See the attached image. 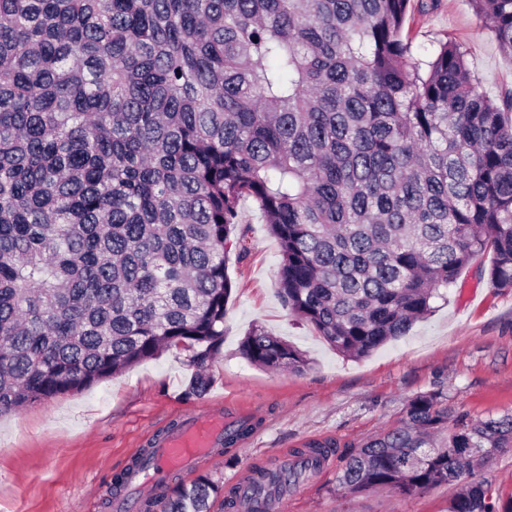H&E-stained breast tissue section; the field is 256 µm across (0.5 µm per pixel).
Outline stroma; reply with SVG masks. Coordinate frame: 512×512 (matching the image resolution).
I'll return each mask as SVG.
<instances>
[{"label":"stroma","instance_id":"stroma-1","mask_svg":"<svg viewBox=\"0 0 512 512\" xmlns=\"http://www.w3.org/2000/svg\"><path fill=\"white\" fill-rule=\"evenodd\" d=\"M404 33L420 58L431 57L440 42H462L487 95L512 88V58L500 52L470 0H430L423 9L413 2ZM241 212L227 261L234 288L225 306L224 346L208 367L207 392L189 395L195 368L186 351L174 348L89 389L1 417L0 512H110L105 501L112 478L145 440L186 410L215 404L258 427L183 474V482L203 473L224 487L256 461L272 464L284 451L331 440L339 444L336 454L288 491L277 512H448L455 486L406 497L385 489L346 494L337 475L344 457L396 424L416 394L442 391L454 417L468 422L512 413V289L490 288L479 275L490 258L479 257L436 300L432 315L397 341L351 360L283 305L278 242L252 201H244ZM254 326L291 341L310 367L291 373L250 364L239 344Z\"/></svg>","mask_w":512,"mask_h":512}]
</instances>
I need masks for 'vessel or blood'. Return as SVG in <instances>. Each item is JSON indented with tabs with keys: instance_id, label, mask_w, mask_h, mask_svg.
Instances as JSON below:
<instances>
[{
	"instance_id": "obj_1",
	"label": "vessel or blood",
	"mask_w": 512,
	"mask_h": 512,
	"mask_svg": "<svg viewBox=\"0 0 512 512\" xmlns=\"http://www.w3.org/2000/svg\"><path fill=\"white\" fill-rule=\"evenodd\" d=\"M228 424L220 409L184 415L175 430L155 437L150 462L133 474L130 487L146 492L170 475L188 470L212 449L220 447Z\"/></svg>"
}]
</instances>
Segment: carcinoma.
<instances>
[{"label":"carcinoma","mask_w":512,"mask_h":512,"mask_svg":"<svg viewBox=\"0 0 512 512\" xmlns=\"http://www.w3.org/2000/svg\"><path fill=\"white\" fill-rule=\"evenodd\" d=\"M409 2L0 0V417L172 348L205 391L244 199L278 241L284 306L346 358L404 335L480 255L512 289V89L488 96L455 41L413 58ZM471 3L512 57V0ZM240 353L309 366L260 326ZM448 416L439 391L408 399L339 487L459 483L448 512H512L481 476L512 413ZM335 452L295 450L259 512ZM218 491L201 475L159 501L210 512Z\"/></svg>","instance_id":"cac0c4a2"}]
</instances>
